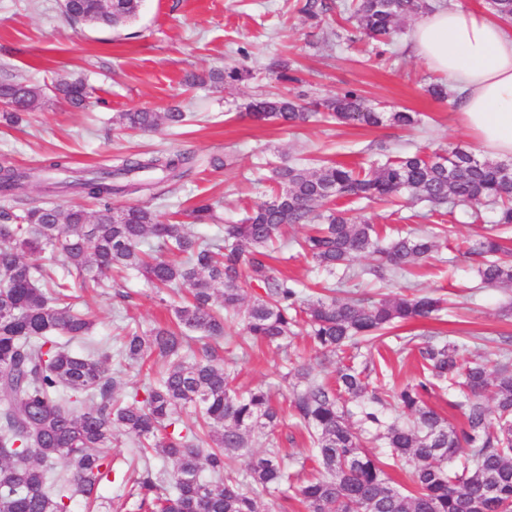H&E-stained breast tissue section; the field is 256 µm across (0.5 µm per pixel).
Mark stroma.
<instances>
[{"label":"stroma","instance_id":"35a3bbf8","mask_svg":"<svg viewBox=\"0 0 512 512\" xmlns=\"http://www.w3.org/2000/svg\"><path fill=\"white\" fill-rule=\"evenodd\" d=\"M296 0H141L137 16L122 30L94 26L78 28L63 16L60 0H0V80H27L53 85L80 79L94 95L83 108H72L46 92L34 109L15 126L0 123V162L35 168L63 155L74 171L91 172L115 164L130 154L183 153L196 156L192 171L174 186H159L156 195L140 196L158 221L180 222L197 237L211 236L208 224L190 222L187 211L197 200L218 202L221 223L236 224L257 202L267 199L271 184L260 180L258 163L337 160L370 164L383 156L416 149L460 146L477 151L471 136L458 124L453 101H439L427 91L445 74L429 69L410 49L413 21H405L382 59H371L361 44L338 39L342 19L332 14L315 25L299 14ZM281 57L297 69L300 83L277 80L265 65ZM246 66L251 80L233 87L210 83L187 87L190 74ZM355 88L372 103L390 110L420 113L412 129L345 126L312 121L291 130L257 124L240 106L260 94L306 93L320 100ZM164 113L185 112L183 126L160 125L149 133L121 130L119 113L138 108ZM222 159V167L211 164ZM352 216L378 224L382 233L395 229L422 231L430 227L424 202L348 204ZM481 224L471 223L465 209L441 216L448 229L447 250L398 280L390 294L431 293L444 301L441 320L421 321L397 329L371 349L378 379L399 386L418 379L422 369L417 346L427 337L471 342L485 337L490 360L512 357V286L478 288L476 263L455 256L454 246L476 239L481 226L493 225V207L480 208ZM175 299L159 302L143 277L134 274L117 288L89 291L82 307L96 323L95 337L112 340L123 330H146L173 317ZM232 371L242 391L262 384H281L286 354L300 356L314 374L333 378L334 368L322 361L307 336L291 339L287 351L245 336L242 323L233 324ZM283 393L290 385L281 384ZM286 463L299 469L313 450L306 431L290 412L273 430Z\"/></svg>","mask_w":512,"mask_h":512}]
</instances>
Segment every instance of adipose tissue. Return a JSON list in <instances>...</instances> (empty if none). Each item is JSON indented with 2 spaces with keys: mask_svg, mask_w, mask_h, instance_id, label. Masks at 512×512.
<instances>
[{
  "mask_svg": "<svg viewBox=\"0 0 512 512\" xmlns=\"http://www.w3.org/2000/svg\"><path fill=\"white\" fill-rule=\"evenodd\" d=\"M410 42L430 69L452 80L458 120L477 145L512 159V27L453 4L426 15Z\"/></svg>",
  "mask_w": 512,
  "mask_h": 512,
  "instance_id": "adipose-tissue-1",
  "label": "adipose tissue"
}]
</instances>
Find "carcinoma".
<instances>
[{"label": "carcinoma", "instance_id": "obj_1", "mask_svg": "<svg viewBox=\"0 0 512 512\" xmlns=\"http://www.w3.org/2000/svg\"><path fill=\"white\" fill-rule=\"evenodd\" d=\"M439 0H349L352 33L387 44L406 18L434 11ZM488 11L512 23V0H485ZM139 0L113 3L112 27L137 14ZM335 9L333 0H302L298 12L317 22ZM67 19L87 18L99 11L98 0H70L62 7ZM266 69L280 79L299 82L288 63L272 58ZM252 77L241 66L213 70L207 77H187L194 86L211 82L233 85ZM57 94L74 107L83 106L91 89L81 80L61 81ZM44 95L38 85L1 80L0 97L15 108L3 113L10 123L21 120ZM341 125L413 127L415 112H382L356 89L315 103ZM318 111L301 98L272 94L245 105V115L262 123L297 127ZM185 113L164 114L137 109L119 114L123 129L147 132L159 122L182 124ZM195 156L157 153L125 157L113 169L92 177L53 181L54 191L73 189L93 201L82 206L33 205L4 213L0 222V512H69L82 497L97 502L98 485L113 476L122 496L138 512H258L257 498L278 493L297 500L306 512H512V360L493 366L465 361L455 341H426L418 347L425 378L397 386L389 398L412 417L409 425L386 421V399L369 390L373 368L362 349L390 333L397 323L430 319L441 311L440 299L428 294L386 295L374 302L336 296V284L310 296L298 282L282 275L269 259V247H298L338 281L372 276L391 282L446 246L447 230L408 232L384 240L375 225L357 221L329 207L335 198L392 202L405 195L443 209L495 205L499 224H512V179L507 163L478 158L459 147L429 155L406 152L367 169L337 163L283 164L273 170L277 189L252 208L239 224H217L218 232L199 238L183 224H162L139 204L116 205L117 196L158 182H176L189 172ZM23 184L15 166L0 164V196L18 197ZM189 215L198 224H216L215 204L200 201ZM311 224L300 239L284 237L288 225ZM179 256L169 260L158 252ZM466 252L481 258L480 288L512 285L509 248L488 232L465 242ZM49 253L62 259L65 273L33 264L25 254ZM363 256L376 264L356 270ZM138 273L162 292L187 287L190 298L174 307L175 322L134 331L115 344L90 341L94 320L76 303L74 288H101L117 275ZM223 287L221 301L214 287ZM242 319L245 334L281 347L297 327L304 328L315 349L346 361L336 385L304 367L287 375L303 380L290 407L316 450L317 473L306 480L288 466L268 431L278 419L273 386L244 393L232 385L231 360L219 343L229 324ZM191 333L206 340L188 353ZM81 340L82 352L68 348ZM150 358L165 369L143 386V394L126 401L117 396L119 380L112 362L142 364ZM446 384L458 390L449 406L461 422L453 425L425 400L429 389ZM491 393L494 406L485 402ZM195 419L185 422L184 412ZM131 448L127 473L112 460L114 431ZM384 442V457L370 453L367 437ZM266 451H249L255 440ZM469 454L462 466L447 463L462 448ZM174 462L173 469L155 468L153 460ZM242 461L232 470L229 461ZM414 465L413 490L393 485L388 469Z\"/></svg>", "mask_w": 512, "mask_h": 512}]
</instances>
